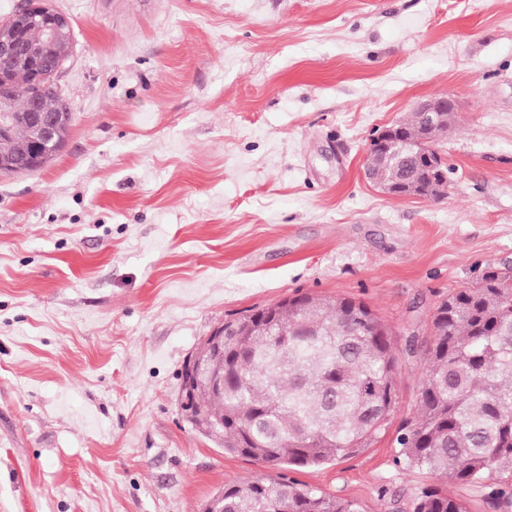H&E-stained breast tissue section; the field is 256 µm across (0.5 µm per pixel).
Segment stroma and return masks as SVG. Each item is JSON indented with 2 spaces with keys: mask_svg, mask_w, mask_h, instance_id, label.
<instances>
[{
  "mask_svg": "<svg viewBox=\"0 0 512 512\" xmlns=\"http://www.w3.org/2000/svg\"><path fill=\"white\" fill-rule=\"evenodd\" d=\"M70 20L61 152L0 175V512H200L279 469L225 453L178 406L220 322L296 291L368 304L397 347L512 266V0H51ZM445 196L362 177L370 140L435 94ZM422 356L385 432L288 478L413 512L396 466Z\"/></svg>",
  "mask_w": 512,
  "mask_h": 512,
  "instance_id": "stroma-1",
  "label": "stroma"
}]
</instances>
